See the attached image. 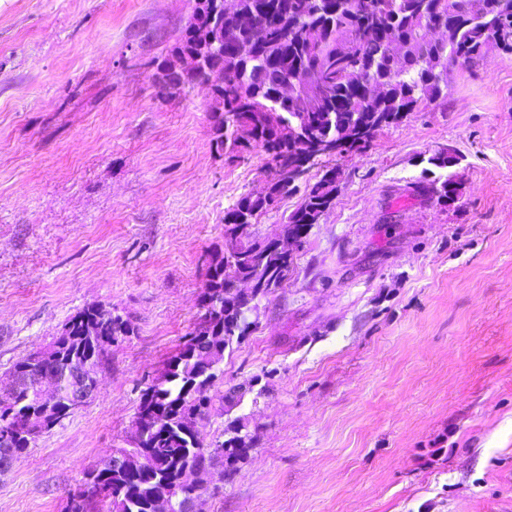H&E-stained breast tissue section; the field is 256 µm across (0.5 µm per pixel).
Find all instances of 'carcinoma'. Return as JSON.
Wrapping results in <instances>:
<instances>
[{
  "mask_svg": "<svg viewBox=\"0 0 512 512\" xmlns=\"http://www.w3.org/2000/svg\"><path fill=\"white\" fill-rule=\"evenodd\" d=\"M501 0H227L224 6V42L210 52L214 71L224 59L246 52L239 71L224 81L216 104L223 116L214 120L212 145L238 153L250 149L234 137L233 127L249 124L253 140L270 157L266 196L276 201L297 191L287 173L303 165L297 149L268 133L262 113L249 109V97L259 93L285 118L300 106L310 108L309 122L323 138H336L353 127L371 123L376 113L391 114L386 125L418 104L448 100V67L456 58L473 67L485 58L488 39L497 35L503 50L512 52V24H498ZM203 20L192 19L182 31L170 56L199 50L195 28ZM432 28L450 32L449 39L433 40ZM315 78L328 80L322 99L280 97L283 84L295 79L302 86ZM336 168L303 196L288 217L286 231L305 236L334 200ZM269 210L265 196L247 194L224 214L227 232L251 224ZM232 250L248 256L229 259L222 250L208 256L210 288L202 295V322L169 359L164 371L140 396L133 429L124 452L137 458L136 469L124 472L103 461L88 471L84 500L75 495L68 512H155V500L167 492L176 499L201 501V492L186 483L196 467L220 465L230 479L237 465L248 457L251 437L238 429H225L228 438L218 452L203 442L196 419L210 414L209 395L218 371L210 370L213 355L224 356L233 340L249 327L240 318L244 309L233 284L244 271L265 281L262 294L280 287L288 275L292 256L279 253L272 241L252 239ZM70 330L53 346L56 359L42 361L28 353L18 359L12 372L34 375L46 366L63 374L81 371L111 357L120 336L134 332L131 322L112 313V306L85 307L69 317ZM49 413L68 417L67 398L39 399L26 386L0 395V438L9 436L12 459L26 453L35 440L25 430L31 418Z\"/></svg>",
  "mask_w": 512,
  "mask_h": 512,
  "instance_id": "1",
  "label": "carcinoma"
}]
</instances>
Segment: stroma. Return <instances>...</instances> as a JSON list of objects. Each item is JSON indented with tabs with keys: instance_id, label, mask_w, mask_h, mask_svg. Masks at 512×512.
Segmentation results:
<instances>
[{
	"instance_id": "obj_1",
	"label": "stroma",
	"mask_w": 512,
	"mask_h": 512,
	"mask_svg": "<svg viewBox=\"0 0 512 512\" xmlns=\"http://www.w3.org/2000/svg\"><path fill=\"white\" fill-rule=\"evenodd\" d=\"M194 6L0 0V387L83 307L134 327L85 406L0 474V512H64L124 447L199 321L225 211L270 178L261 147L213 148L209 87L155 79ZM444 150L455 164L431 165ZM331 167L333 206L210 389L205 444L236 420L253 449L232 480L209 469L202 512H512V52L322 159L252 235L282 237ZM448 178L456 202L415 191Z\"/></svg>"
}]
</instances>
